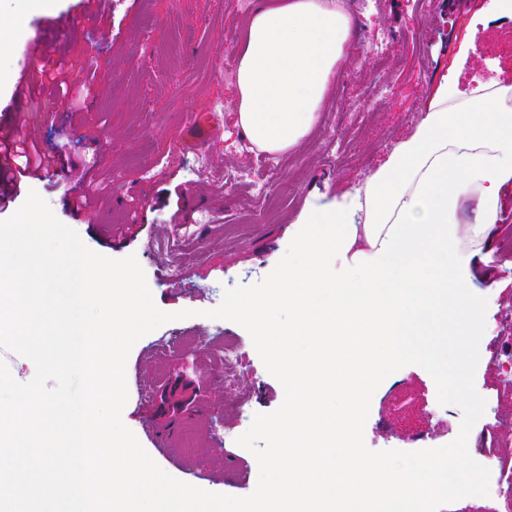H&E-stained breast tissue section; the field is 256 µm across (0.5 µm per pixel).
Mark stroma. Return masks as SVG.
Returning <instances> with one entry per match:
<instances>
[{
    "mask_svg": "<svg viewBox=\"0 0 512 512\" xmlns=\"http://www.w3.org/2000/svg\"><path fill=\"white\" fill-rule=\"evenodd\" d=\"M235 0H55L53 15L64 28L42 21L26 0H0V102L18 99L17 112L0 111V139L25 113L28 131L50 164L17 182L0 220L11 217L29 192H37L55 216L91 250L113 259L136 256L153 299L163 311H188L131 349L124 424L154 461L172 476L206 491L243 497L256 488L259 467L237 439L257 413L275 411L284 400L281 383L266 369L250 334L227 321L246 363L235 386L224 384L213 358L192 347L169 360L156 353L171 333L209 336L225 289L256 283L285 254L302 208L359 186L409 135L442 72L458 53L464 33L454 17L473 14L490 0H353L355 50L339 63L320 110L336 129V147L352 160L325 166L322 125L283 156V185L272 207L246 186L231 187L225 170L264 174L262 152H242L238 143L237 91L220 70L218 53L242 16ZM384 34L381 48L372 35ZM27 66H20V54ZM462 91L474 84H512V19L480 27L469 61L458 76ZM105 194L80 212L68 203L88 183ZM189 253L181 278L168 275V257L158 241ZM494 238L490 254L468 288L488 302L479 343L475 387L485 412L469 435L470 455L488 466L512 445V382L491 361L490 344L512 325V249ZM192 384L193 412L181 420L199 454L163 445L158 434L176 420L160 401L163 388ZM152 385L151 398L138 396ZM249 402L239 417L236 402ZM462 412L443 406L431 375L405 366L375 391L364 429L373 451H417L453 441Z\"/></svg>",
    "mask_w": 512,
    "mask_h": 512,
    "instance_id": "1",
    "label": "stroma"
}]
</instances>
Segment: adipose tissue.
I'll use <instances>...</instances> for the list:
<instances>
[{"instance_id": "ef3b65f1", "label": "adipose tissue", "mask_w": 512, "mask_h": 512, "mask_svg": "<svg viewBox=\"0 0 512 512\" xmlns=\"http://www.w3.org/2000/svg\"><path fill=\"white\" fill-rule=\"evenodd\" d=\"M236 73L237 123L261 151L284 153L311 133L338 63L352 48L354 18L337 0H260L248 15ZM457 55L424 105L414 131L397 143L361 188L305 207L295 243L309 258L260 297L238 296L226 311L262 336L272 312L294 307V335L307 353L278 350L285 367L288 417L271 449L286 483L246 512H419L425 494L448 484L434 463L387 471L369 489L378 462L350 442L362 398L382 369L408 357L426 333L421 315L447 307L449 281L471 277L499 227L502 195L512 184V86L462 92ZM475 203L469 245L458 235L459 206ZM335 252L353 281L329 279L318 260ZM333 316L351 342L338 354L323 339ZM341 396L342 417L321 416L325 392Z\"/></svg>"}]
</instances>
